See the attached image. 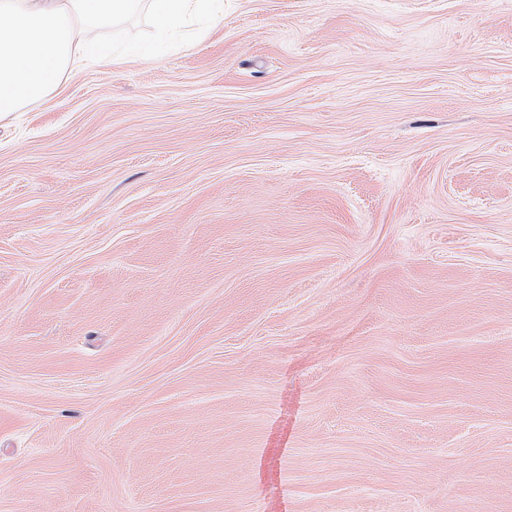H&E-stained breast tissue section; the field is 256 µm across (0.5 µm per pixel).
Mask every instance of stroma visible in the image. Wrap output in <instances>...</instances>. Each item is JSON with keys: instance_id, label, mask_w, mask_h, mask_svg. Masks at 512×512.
<instances>
[{"instance_id": "stroma-1", "label": "stroma", "mask_w": 512, "mask_h": 512, "mask_svg": "<svg viewBox=\"0 0 512 512\" xmlns=\"http://www.w3.org/2000/svg\"><path fill=\"white\" fill-rule=\"evenodd\" d=\"M0 512H512V0H224L0 119Z\"/></svg>"}]
</instances>
